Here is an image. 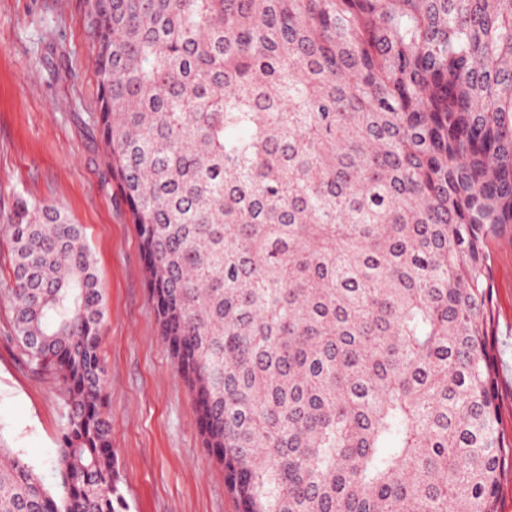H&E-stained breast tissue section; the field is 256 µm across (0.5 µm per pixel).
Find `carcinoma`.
I'll list each match as a JSON object with an SVG mask.
<instances>
[{
    "instance_id": "obj_1",
    "label": "carcinoma",
    "mask_w": 512,
    "mask_h": 512,
    "mask_svg": "<svg viewBox=\"0 0 512 512\" xmlns=\"http://www.w3.org/2000/svg\"><path fill=\"white\" fill-rule=\"evenodd\" d=\"M99 121L163 338L240 512H497L491 234L512 231V0H96ZM13 333L69 407L49 489L127 512L83 231L16 204Z\"/></svg>"
}]
</instances>
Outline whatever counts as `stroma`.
<instances>
[{
	"instance_id": "35a3bbf8",
	"label": "stroma",
	"mask_w": 512,
	"mask_h": 512,
	"mask_svg": "<svg viewBox=\"0 0 512 512\" xmlns=\"http://www.w3.org/2000/svg\"><path fill=\"white\" fill-rule=\"evenodd\" d=\"M88 0H0V446L46 485L68 408L13 339L9 238L18 200L82 226L105 304V411L128 512H237L204 446L193 396L160 334L140 240L97 123ZM490 342L503 433L512 438V235L487 239Z\"/></svg>"
}]
</instances>
